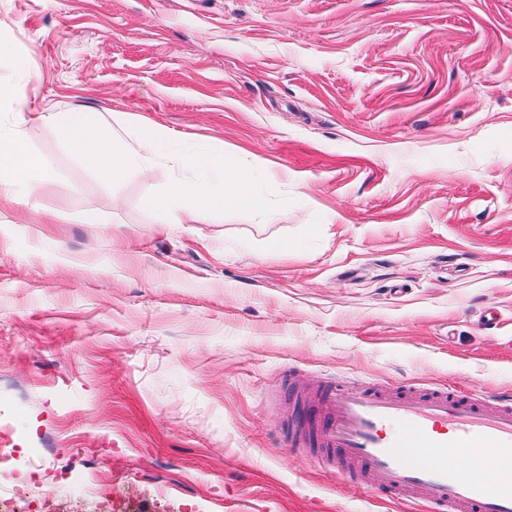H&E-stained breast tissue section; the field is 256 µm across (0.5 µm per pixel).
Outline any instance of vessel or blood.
<instances>
[{
	"label": "vessel or blood",
	"instance_id": "1",
	"mask_svg": "<svg viewBox=\"0 0 512 512\" xmlns=\"http://www.w3.org/2000/svg\"><path fill=\"white\" fill-rule=\"evenodd\" d=\"M290 445L313 442L325 467L420 498L431 512H512V397L346 389L326 378L307 393Z\"/></svg>",
	"mask_w": 512,
	"mask_h": 512
}]
</instances>
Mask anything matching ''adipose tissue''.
Returning a JSON list of instances; mask_svg holds the SVG:
<instances>
[{
  "mask_svg": "<svg viewBox=\"0 0 512 512\" xmlns=\"http://www.w3.org/2000/svg\"><path fill=\"white\" fill-rule=\"evenodd\" d=\"M46 165L20 131L0 133V207L29 199Z\"/></svg>",
  "mask_w": 512,
  "mask_h": 512,
  "instance_id": "adipose-tissue-1",
  "label": "adipose tissue"
}]
</instances>
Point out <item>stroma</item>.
I'll return each mask as SVG.
<instances>
[{
    "mask_svg": "<svg viewBox=\"0 0 512 512\" xmlns=\"http://www.w3.org/2000/svg\"><path fill=\"white\" fill-rule=\"evenodd\" d=\"M48 171L0 216V448L59 512H426L279 436L303 389L512 392V0H0ZM223 145L285 201L163 224L45 116ZM93 211L99 224L78 218Z\"/></svg>",
    "mask_w": 512,
    "mask_h": 512,
    "instance_id": "obj_1",
    "label": "stroma"
}]
</instances>
